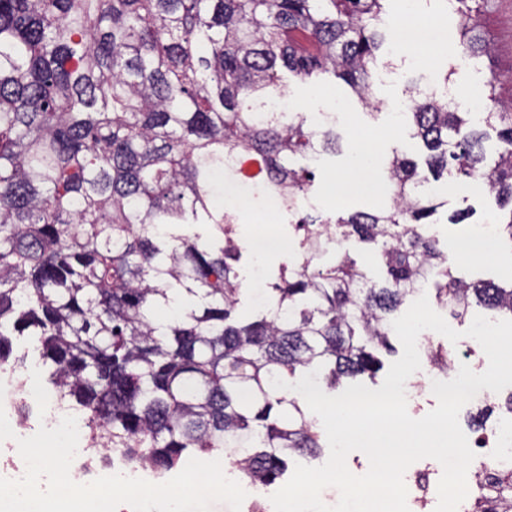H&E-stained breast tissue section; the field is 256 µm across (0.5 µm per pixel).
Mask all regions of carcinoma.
<instances>
[{
	"instance_id": "1",
	"label": "carcinoma",
	"mask_w": 512,
	"mask_h": 512,
	"mask_svg": "<svg viewBox=\"0 0 512 512\" xmlns=\"http://www.w3.org/2000/svg\"><path fill=\"white\" fill-rule=\"evenodd\" d=\"M387 0H0V366L25 341L57 402L87 417L90 447L167 472L228 448L251 482L275 484L315 455L316 420L286 389L314 370L328 393L375 377L393 320L433 272L453 318L476 303L512 317V286L452 273L427 224H462L430 182H482L512 241V105L482 122L438 91L408 89L428 175L394 156L388 201L371 211L303 215L312 170L295 156L341 149L334 125L272 113L280 72L343 81L371 106ZM466 8L461 50L489 51ZM254 200L279 197L305 227L261 303L242 276L224 178ZM346 227L378 256L382 281L348 254L312 251L322 225ZM184 298L174 319L156 311Z\"/></svg>"
}]
</instances>
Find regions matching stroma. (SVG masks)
Returning a JSON list of instances; mask_svg holds the SVG:
<instances>
[{
    "label": "stroma",
    "instance_id": "obj_1",
    "mask_svg": "<svg viewBox=\"0 0 512 512\" xmlns=\"http://www.w3.org/2000/svg\"><path fill=\"white\" fill-rule=\"evenodd\" d=\"M415 9L420 19L437 18L442 30L440 39L432 44L422 59L403 54L396 59L393 73L375 81L371 107H364L343 82L332 81L310 87L297 80L288 83L292 109L306 113L316 121L319 113L335 112L336 132L344 150L361 145L371 155L370 166L364 170L350 168L342 153L339 156L320 155L314 159L317 170L315 198L325 212L373 210L381 205L388 191L381 167L393 155L423 161L424 148L419 140L410 138L404 129L402 116L394 114V103L403 101L410 83L424 86L447 79L449 88L472 102L473 114L486 111L485 80L496 77V94L505 104H512V0H486L479 14V34L491 45L489 53L463 63L459 50L458 5L456 0H417ZM345 175L354 183L344 203H336L327 188L336 176ZM456 276L471 280H491L507 286L512 284V266L490 257L459 258Z\"/></svg>",
    "mask_w": 512,
    "mask_h": 512
}]
</instances>
